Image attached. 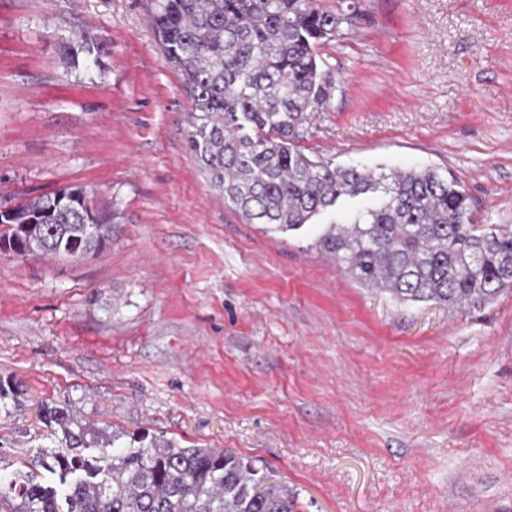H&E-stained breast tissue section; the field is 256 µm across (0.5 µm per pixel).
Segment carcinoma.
<instances>
[{
	"label": "carcinoma",
	"instance_id": "cac0c4a2",
	"mask_svg": "<svg viewBox=\"0 0 512 512\" xmlns=\"http://www.w3.org/2000/svg\"><path fill=\"white\" fill-rule=\"evenodd\" d=\"M359 18L354 3L331 11L316 0H157L155 32L193 106L188 149L224 202L279 231L375 199L310 247L401 303L484 305L512 288V224L473 223L465 190L434 168L373 173L297 145L303 114L334 90L318 47ZM62 55L98 67L103 48L80 34ZM111 238V215L81 188L0 209V246L28 255L71 256L79 243L94 254ZM21 396L19 384L0 380L1 408ZM39 417L50 445L37 463L51 480L0 456V512H295L286 491L232 452L113 427L70 398L41 403Z\"/></svg>",
	"mask_w": 512,
	"mask_h": 512
}]
</instances>
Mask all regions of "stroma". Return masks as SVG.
Listing matches in <instances>:
<instances>
[{
  "mask_svg": "<svg viewBox=\"0 0 512 512\" xmlns=\"http://www.w3.org/2000/svg\"><path fill=\"white\" fill-rule=\"evenodd\" d=\"M320 47L336 89L307 153L454 177L512 224V0H357ZM155 0H0V206L64 188L112 215L83 258L0 254L8 459L41 400L233 452L296 512H512V290L478 309L363 288L306 232L248 221L187 147ZM99 67L66 64L79 33Z\"/></svg>",
  "mask_w": 512,
  "mask_h": 512,
  "instance_id": "obj_1",
  "label": "stroma"
}]
</instances>
